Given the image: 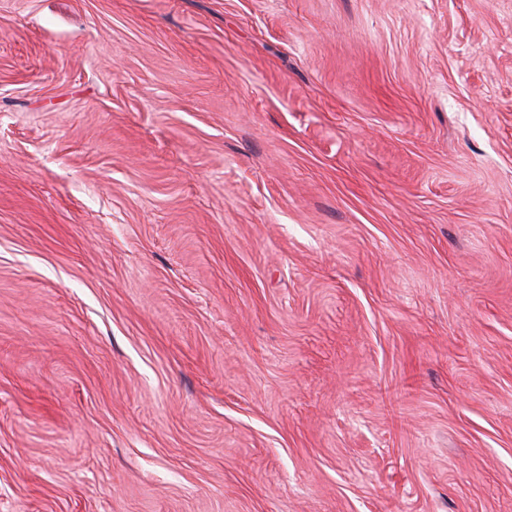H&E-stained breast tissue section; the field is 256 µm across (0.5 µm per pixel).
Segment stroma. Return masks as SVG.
<instances>
[{"label":"stroma","instance_id":"stroma-1","mask_svg":"<svg viewBox=\"0 0 512 512\" xmlns=\"http://www.w3.org/2000/svg\"><path fill=\"white\" fill-rule=\"evenodd\" d=\"M0 512H512V0H0Z\"/></svg>","mask_w":512,"mask_h":512}]
</instances>
